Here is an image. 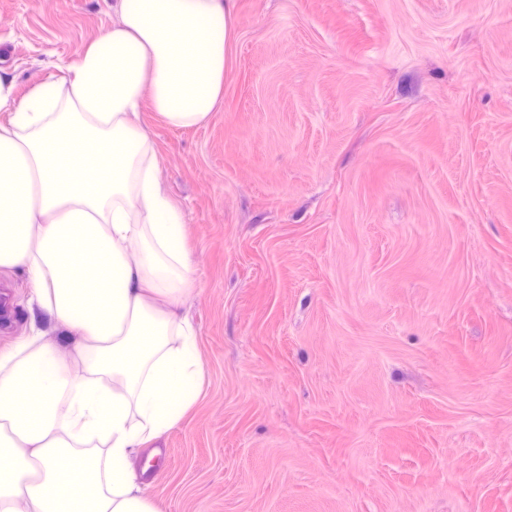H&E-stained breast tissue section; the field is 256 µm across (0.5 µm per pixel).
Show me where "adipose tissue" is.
Here are the masks:
<instances>
[{
  "label": "adipose tissue",
  "instance_id": "obj_1",
  "mask_svg": "<svg viewBox=\"0 0 512 512\" xmlns=\"http://www.w3.org/2000/svg\"><path fill=\"white\" fill-rule=\"evenodd\" d=\"M111 27L26 98L0 74V268H24L71 332L0 352V512H156L133 461L182 422L203 369L181 310L197 286L164 192L150 105L215 111L237 0H114Z\"/></svg>",
  "mask_w": 512,
  "mask_h": 512
}]
</instances>
